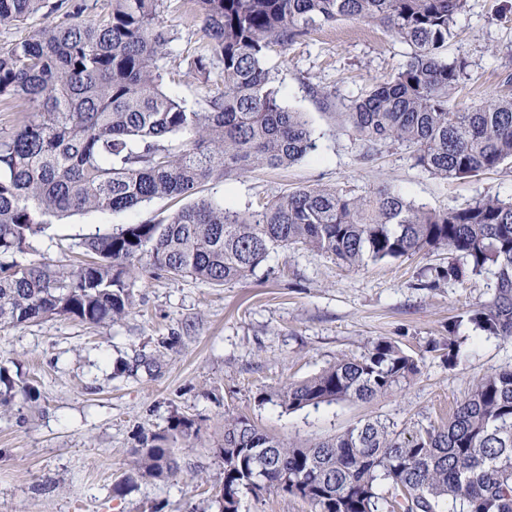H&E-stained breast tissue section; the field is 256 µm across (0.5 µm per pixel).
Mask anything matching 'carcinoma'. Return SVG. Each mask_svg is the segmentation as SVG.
I'll return each instance as SVG.
<instances>
[{
  "label": "carcinoma",
  "instance_id": "carcinoma-1",
  "mask_svg": "<svg viewBox=\"0 0 512 512\" xmlns=\"http://www.w3.org/2000/svg\"><path fill=\"white\" fill-rule=\"evenodd\" d=\"M468 0H187L206 45L190 70L224 90L201 110L165 91L171 37L168 0H61L67 21L46 22L0 49V104L24 102L16 131L0 138V328L64 317L92 326L121 320L134 303L142 264L212 286L248 278L273 251L304 247L356 267L445 248L463 259L439 270L450 280L490 269L493 298L468 316L486 336L512 337V201L488 196L463 208L427 210L381 187L367 195L299 188L242 213L200 199L158 221L127 224L83 242L92 259L68 271L22 265L51 218L121 212L179 199L206 182L257 167L287 166L315 149L303 112L282 104L263 60L339 20L385 28L412 52L344 113L373 152L411 149L416 166L443 179L476 176L512 162V98L455 109L466 62L441 50ZM45 0H0V28L23 24ZM180 140L178 146L172 140ZM132 239H127V236ZM418 374L416 361L384 339L359 358L273 393L287 411L370 401ZM198 436L180 413L138 437L121 484L178 473L170 442ZM215 453L224 477L212 498L240 512L244 498L284 494L312 512H512V366L476 378L448 423L397 432L366 420L319 441H292L224 412Z\"/></svg>",
  "mask_w": 512,
  "mask_h": 512
}]
</instances>
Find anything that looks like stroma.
<instances>
[{"label": "stroma", "mask_w": 512, "mask_h": 512, "mask_svg": "<svg viewBox=\"0 0 512 512\" xmlns=\"http://www.w3.org/2000/svg\"><path fill=\"white\" fill-rule=\"evenodd\" d=\"M164 26L172 37L166 90L201 106L205 94L223 88L220 77L204 86L188 72L186 59L203 42L201 21L172 0ZM456 29L442 55L466 61L469 103L512 97V0H469ZM409 53L383 27L350 20L312 31L288 49L273 48L265 66L283 104L306 113L315 151L289 166L208 182L197 198L243 212L303 187L361 195L386 186L432 211L512 198V163L453 181L415 167L401 145L365 155L343 113L372 83L400 70ZM182 205L157 199L131 211L53 220L19 261L72 268L84 258L85 237L159 219ZM452 259L445 249L424 250L349 267L296 248L270 254L247 279L221 286L146 267L135 305L118 324L53 318L0 329V391H16L0 413V512H215L211 491L223 465L214 449L228 409L293 440L328 437L375 418L404 432L443 425L475 378L512 365V339L483 335L468 320L470 310L492 298L491 274L437 278ZM450 337L459 350L452 364L432 348ZM379 339L416 359L419 372L407 385L366 403L288 411L259 402L260 393L338 358L360 357ZM27 384L37 399L21 394ZM176 412L201 426L193 443H175L180 477L121 487L138 435L163 430Z\"/></svg>", "instance_id": "1"}]
</instances>
